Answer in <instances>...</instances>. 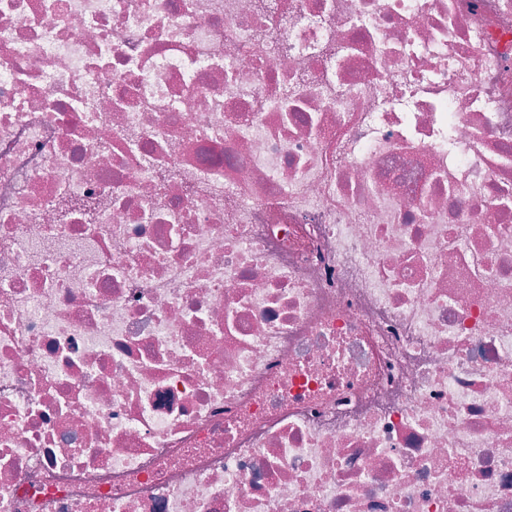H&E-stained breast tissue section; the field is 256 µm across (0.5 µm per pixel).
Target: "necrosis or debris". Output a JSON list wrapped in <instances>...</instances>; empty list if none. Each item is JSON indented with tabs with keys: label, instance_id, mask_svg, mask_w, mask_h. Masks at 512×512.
I'll return each instance as SVG.
<instances>
[{
	"label": "necrosis or debris",
	"instance_id": "necrosis-or-debris-1",
	"mask_svg": "<svg viewBox=\"0 0 512 512\" xmlns=\"http://www.w3.org/2000/svg\"><path fill=\"white\" fill-rule=\"evenodd\" d=\"M0 512H512V0H0Z\"/></svg>",
	"mask_w": 512,
	"mask_h": 512
}]
</instances>
